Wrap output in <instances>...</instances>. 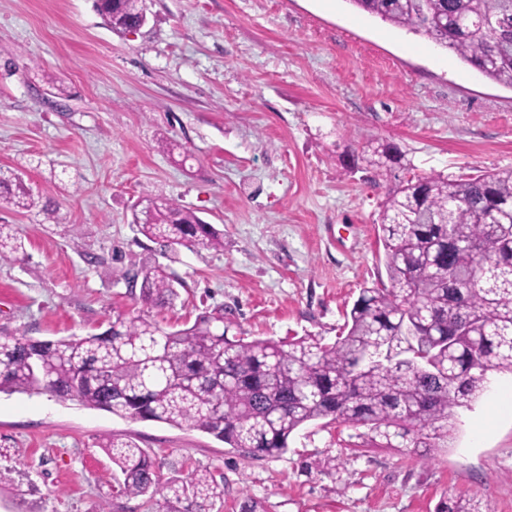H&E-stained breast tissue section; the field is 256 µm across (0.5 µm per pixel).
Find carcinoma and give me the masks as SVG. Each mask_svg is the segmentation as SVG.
Segmentation results:
<instances>
[{"mask_svg": "<svg viewBox=\"0 0 512 512\" xmlns=\"http://www.w3.org/2000/svg\"><path fill=\"white\" fill-rule=\"evenodd\" d=\"M358 10L453 50L489 80L512 88V0H348ZM113 31L145 15L142 0H96ZM381 170L400 159L389 144L363 151ZM0 200L38 207L18 176L0 171ZM154 202L134 216L146 238L174 249H224V236L190 209ZM387 281L361 289L332 344L230 339L224 309L166 330L118 312L99 334L51 340L0 336V393L49 394L132 419L188 426L255 458L287 451L319 420L368 430L385 448H445L455 410L483 395L493 372L512 373V170L467 179L400 182L379 215ZM23 249L0 224V261ZM128 282L141 298L176 295L172 275L143 265ZM130 497L160 496L162 512H209L224 486L192 472L159 483L132 441L102 442Z\"/></svg>", "mask_w": 512, "mask_h": 512, "instance_id": "cac0c4a2", "label": "carcinoma"}]
</instances>
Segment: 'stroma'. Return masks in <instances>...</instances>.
Returning a JSON list of instances; mask_svg holds the SVG:
<instances>
[{
  "instance_id": "obj_1",
  "label": "stroma",
  "mask_w": 512,
  "mask_h": 512,
  "mask_svg": "<svg viewBox=\"0 0 512 512\" xmlns=\"http://www.w3.org/2000/svg\"><path fill=\"white\" fill-rule=\"evenodd\" d=\"M144 6L147 24L122 35L95 0H0V168L61 217L0 203L25 244L0 264V332L97 334L117 310L170 328L220 307L231 338L331 343L385 274L389 188L512 169V89L349 0ZM371 142L397 146L401 164L366 167ZM145 195L194 210L223 249L144 237L132 206ZM146 263L172 274L171 303L130 290ZM509 387L512 374H494L445 448H375L366 428L318 422L265 458L186 426L0 393V512H158L122 493L109 437L145 449L161 480L223 477L213 512L247 500L262 512H436L460 498L512 512Z\"/></svg>"
}]
</instances>
